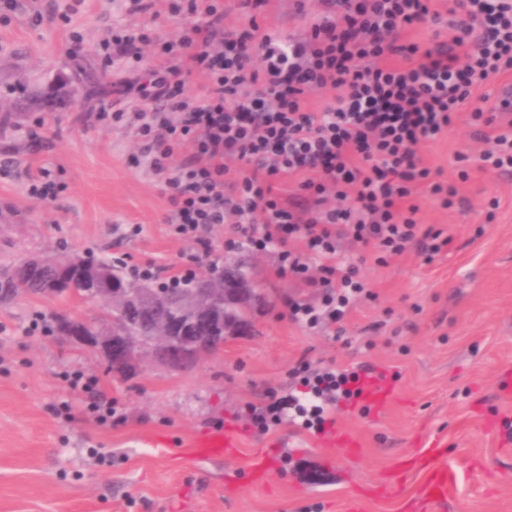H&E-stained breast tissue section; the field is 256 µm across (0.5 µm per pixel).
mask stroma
Wrapping results in <instances>:
<instances>
[{
    "mask_svg": "<svg viewBox=\"0 0 512 512\" xmlns=\"http://www.w3.org/2000/svg\"><path fill=\"white\" fill-rule=\"evenodd\" d=\"M53 0H11L0 9V262L62 252L122 258L127 266L191 264L194 244L164 222L171 210L158 177L130 156L143 143L137 123L104 124L102 108L134 111L124 92L132 75L99 42L110 28L154 37L181 28L163 0L132 14L128 0H82L69 20L33 24ZM325 12L323 0H268L258 22L298 40ZM512 74L491 78L466 104L448 134L422 145L427 166L458 181L467 212L422 199L424 220L454 235L451 248L425 262L416 250L375 263L347 235L340 254L360 268L373 299H360L345 333L292 322L286 303L321 300V289L274 274L275 252L225 250L233 227L214 225V262L245 260L253 304L249 335L185 371L146 366L118 379L100 356L43 330L54 312L93 317L95 300L18 297L0 306V512H409L423 473L393 498L366 497L424 440L444 445L440 464L457 481L450 499L430 512H512V169L488 172L487 146L472 137L471 114L496 113ZM49 170L61 192L46 204L29 195L33 176ZM139 235H129L130 225ZM313 369L353 372L371 365L392 376L395 396L378 414L356 401L338 403V426L361 443L357 456L330 447L326 434L284 423L258 432L247 409L271 391L300 388L291 369L301 355ZM96 380L115 414L97 423L86 398L68 386ZM233 429L238 447L223 463L186 459L192 437L215 425ZM264 453L272 468L255 482Z\"/></svg>",
    "mask_w": 512,
    "mask_h": 512,
    "instance_id": "1",
    "label": "stroma"
}]
</instances>
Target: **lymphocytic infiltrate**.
<instances>
[{
    "label": "lymphocytic infiltrate",
    "instance_id": "obj_1",
    "mask_svg": "<svg viewBox=\"0 0 512 512\" xmlns=\"http://www.w3.org/2000/svg\"><path fill=\"white\" fill-rule=\"evenodd\" d=\"M439 0H324L326 15L290 44L250 22L224 25V0H166L182 27L170 38L146 39L110 30L106 55L155 60L128 86L146 109L135 111L149 166L164 184L171 233L197 247L194 264L214 248L205 231L233 223L229 249L275 250L276 274L322 289L320 305L287 303L289 318L307 327L344 320L368 289L357 265L337 252L338 235L371 248L378 263L418 247L426 259L451 236L423 222L415 192L427 187L445 209L465 207L455 183L434 178L418 151L454 125L459 109L490 77L512 73V0H448L457 19L451 39L429 47L408 41L436 19ZM205 75L203 96L188 95L187 76ZM332 90L321 110L309 94ZM477 139L492 143L482 160L512 168V121L475 113ZM191 154L174 156L182 147ZM297 181L307 198L289 197ZM311 371L303 395H270L252 422L267 430L288 422L323 432L329 405L354 397L356 374Z\"/></svg>",
    "mask_w": 512,
    "mask_h": 512
}]
</instances>
